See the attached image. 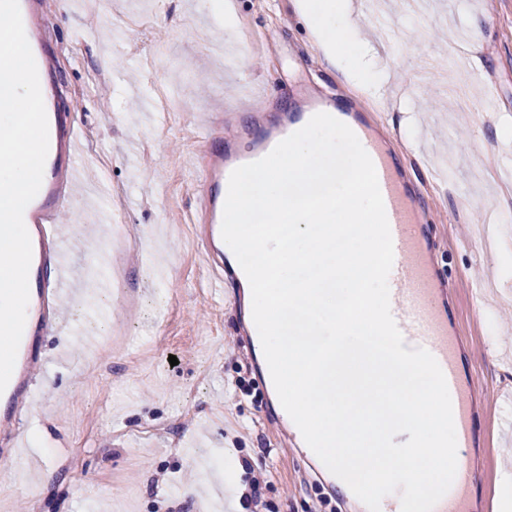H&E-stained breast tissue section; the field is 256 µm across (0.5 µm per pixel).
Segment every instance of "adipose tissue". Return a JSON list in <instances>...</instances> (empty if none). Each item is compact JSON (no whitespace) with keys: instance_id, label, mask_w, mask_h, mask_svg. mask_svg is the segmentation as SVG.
Returning a JSON list of instances; mask_svg holds the SVG:
<instances>
[{"instance_id":"ef3b65f1","label":"adipose tissue","mask_w":512,"mask_h":512,"mask_svg":"<svg viewBox=\"0 0 512 512\" xmlns=\"http://www.w3.org/2000/svg\"><path fill=\"white\" fill-rule=\"evenodd\" d=\"M301 21L310 30L327 63L336 68L358 90L372 99L386 98L385 72L369 60V47L341 49L340 38H353L363 26V19L352 10L350 0H297ZM199 480L220 474L224 481L228 508L239 505L242 493L240 464L232 453L208 463L197 465Z\"/></svg>"}]
</instances>
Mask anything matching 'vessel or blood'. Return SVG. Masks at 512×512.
I'll list each match as a JSON object with an SVG mask.
<instances>
[{"label": "vessel or blood", "instance_id": "vessel-or-blood-1", "mask_svg": "<svg viewBox=\"0 0 512 512\" xmlns=\"http://www.w3.org/2000/svg\"><path fill=\"white\" fill-rule=\"evenodd\" d=\"M307 114L325 112L348 125L373 161L394 247V261L388 277L392 315L409 348L427 349L440 365L449 389L458 447L470 444L472 429V386L463 383L459 374L455 345L448 328V319L439 311L437 298L438 277L429 258L430 247L419 229L421 217L410 197L403 191L380 135L360 121L352 108L337 106L334 99L319 98L306 108ZM57 140L65 142L67 153L63 167L67 175H74L81 165L76 151L77 129L66 117L55 115ZM292 120H284L270 129L254 148L245 154L223 155L199 149L197 168L200 178L211 192L202 201L208 222V246L205 260L216 279L224 277V241L221 224L224 208V189L230 173L236 167L266 156L287 136L297 131ZM60 202L59 182L44 177L42 194L35 201V216L44 217ZM24 411L14 406L6 422L0 424V445L18 451L26 435L22 427ZM471 481L465 456L457 458V472L445 495L433 512H465V489Z\"/></svg>", "mask_w": 512, "mask_h": 512}]
</instances>
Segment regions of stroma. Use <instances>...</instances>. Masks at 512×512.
Segmentation results:
<instances>
[{
	"label": "stroma",
	"instance_id": "obj_1",
	"mask_svg": "<svg viewBox=\"0 0 512 512\" xmlns=\"http://www.w3.org/2000/svg\"><path fill=\"white\" fill-rule=\"evenodd\" d=\"M374 3L393 32L366 26L357 39L378 50L405 113L380 112L326 65L296 0H234L224 30L198 0H39L60 107L97 150L56 216L65 285L54 305L34 307L36 321L54 309L59 322L16 358L17 397L49 439L21 482L0 454V477L15 484L0 512H226L221 482L201 483L191 466L224 450L244 464L239 512H357L276 408L241 283L215 286L203 260L201 137L216 151L250 150L259 100L272 122L310 93L361 107L428 217L439 300L475 389L466 505L496 512L499 469L512 458V363L491 364L488 350L512 346V231L492 247L476 229L486 209L512 206V132L498 124L512 116V0H422L411 14L399 0ZM238 50L245 80L229 59ZM141 92L179 107L140 111ZM215 112L236 113V130L207 133ZM114 234L123 279L106 315L92 305L103 288L90 270ZM120 325L133 336L125 347L109 343Z\"/></svg>",
	"mask_w": 512,
	"mask_h": 512
}]
</instances>
